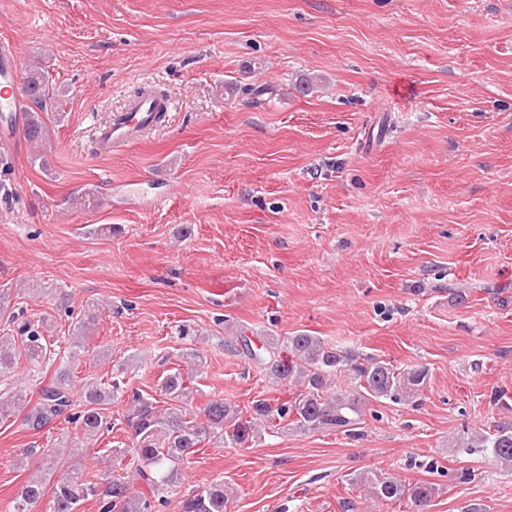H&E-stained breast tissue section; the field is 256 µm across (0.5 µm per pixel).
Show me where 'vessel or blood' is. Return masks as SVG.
I'll use <instances>...</instances> for the list:
<instances>
[{"instance_id": "1", "label": "vessel or blood", "mask_w": 512, "mask_h": 512, "mask_svg": "<svg viewBox=\"0 0 512 512\" xmlns=\"http://www.w3.org/2000/svg\"><path fill=\"white\" fill-rule=\"evenodd\" d=\"M21 71L12 47L0 44V111L14 114L26 111L28 102L21 87ZM165 103L147 93L127 104L122 112L99 131V150L103 153L130 143L142 131L152 126Z\"/></svg>"}]
</instances>
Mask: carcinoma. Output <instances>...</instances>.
<instances>
[{
  "label": "carcinoma",
  "instance_id": "1",
  "mask_svg": "<svg viewBox=\"0 0 512 512\" xmlns=\"http://www.w3.org/2000/svg\"><path fill=\"white\" fill-rule=\"evenodd\" d=\"M32 102L43 107L54 99V87L42 74L27 81ZM17 325L18 334L0 333V422L23 416L22 424L35 432L64 417L79 424L86 440L97 436L107 421L103 406L129 392L119 383L106 385L98 380L85 382L80 389L83 409L74 411L72 378L63 370L40 389V398L30 404L27 394L10 386L18 353H24L29 370L36 372L41 364L59 357L71 360L83 348V335L92 330L94 316L78 322L77 335L67 340L64 349H51L41 325L22 319L5 306L0 293V317ZM276 386H292L291 396L271 402L252 401L251 417L243 415L239 405L228 398L209 401L201 414L190 411L192 394L190 379L180 369H167L159 378L156 395L134 390L132 410L126 424L132 435L131 451L137 464L133 475L109 469L96 484L83 478L82 469L67 466L56 482L49 500H44L45 478H30L13 499L12 512H34L45 504V512H78L89 498L98 501L99 512H157L168 504L164 495L178 476V466L193 449L207 442L243 447L250 444L259 427L297 432H352L371 403L392 405L421 404L429 381L424 365L396 367L374 355L344 350L339 346L298 331L290 336H260L254 342L239 336L231 343ZM172 402L164 410L159 399ZM460 448H484L495 462L512 469V425H497L492 432H479L456 442ZM144 483L150 493L134 496L130 492L133 479ZM349 485L364 492V500L374 502H406L412 512H427L439 489L432 483L407 484L401 479L378 470L360 472L349 478ZM234 498L232 485L216 480L201 491L180 501L182 512H227Z\"/></svg>",
  "mask_w": 512,
  "mask_h": 512
}]
</instances>
